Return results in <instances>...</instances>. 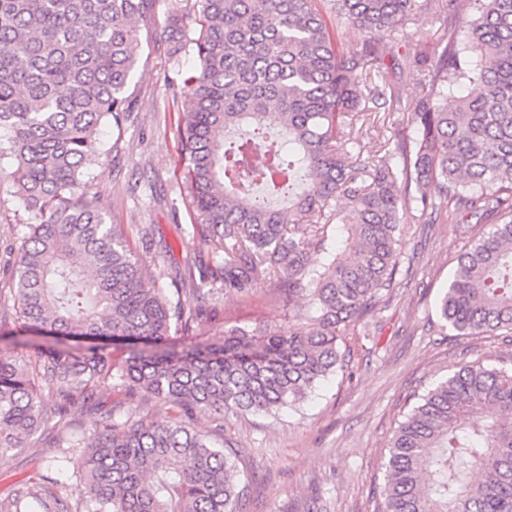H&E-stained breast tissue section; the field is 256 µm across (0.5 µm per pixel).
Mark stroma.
Listing matches in <instances>:
<instances>
[{"mask_svg":"<svg viewBox=\"0 0 512 512\" xmlns=\"http://www.w3.org/2000/svg\"><path fill=\"white\" fill-rule=\"evenodd\" d=\"M193 2L157 0L143 23L140 69L130 84L131 111L123 132L114 135L107 125L98 130L99 139L118 143L119 151L88 168V188L108 223L146 248L148 274L157 276L163 287H180L190 305L197 299L188 268L211 261L203 229L189 207L177 132L175 71L191 69L194 59L181 56L175 69L165 62L171 48L167 15ZM395 126L414 132L410 112L379 111L373 126L359 130L357 137L373 152ZM14 170L12 157L0 159V352L29 360L33 352L20 338L9 291L26 222L13 195ZM403 240L410 269L399 272L397 287L371 321L349 330L341 345L344 371L275 415L232 417L217 431V438L236 453L246 487L244 512H377L387 445L409 397L468 361L512 365V334L452 336L437 315L436 301L465 245L457 224H410ZM208 305L209 312L188 334L190 342L209 340L224 327L287 323L279 291L263 281L254 283L245 297L232 288L216 292ZM99 399L97 409L71 408L65 417L71 430L91 431L107 410L118 421L132 413L157 423L172 416L164 401L130 396L121 386L102 389ZM55 454L36 440L21 454L0 459V496L40 469L68 479L67 471L49 468Z\"/></svg>","mask_w":512,"mask_h":512,"instance_id":"obj_1","label":"stroma"}]
</instances>
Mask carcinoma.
<instances>
[{"instance_id":"obj_1","label":"carcinoma","mask_w":512,"mask_h":512,"mask_svg":"<svg viewBox=\"0 0 512 512\" xmlns=\"http://www.w3.org/2000/svg\"><path fill=\"white\" fill-rule=\"evenodd\" d=\"M312 2L194 0L169 17L170 57L197 61L177 126L213 264L193 292L222 280L243 295L264 280L288 308L286 327L226 328L176 352L172 333L202 309L146 276L80 190L107 155L98 127L122 130L155 0H0V154L15 160L27 213L12 287L21 329L60 336L35 349L33 374L0 353V458L43 436L74 477L37 471L0 512H242L234 452L185 420L275 413L343 367V336L395 285L405 218L487 225L459 254L440 319L456 336L512 332V0H469L475 17L460 25L448 22L458 0H331L334 29ZM421 9L443 24L404 64L396 35ZM349 26L365 38L347 56ZM388 69L423 82L409 106L417 134L397 129L370 154L353 130L372 106L400 107ZM286 196L288 209L273 204ZM345 210L354 222L337 225L336 253L311 265ZM63 335L136 350L117 362L104 345L63 348ZM109 383L164 400L172 420L108 411L89 433L50 425ZM411 399L378 512H512V366L465 363Z\"/></svg>"}]
</instances>
